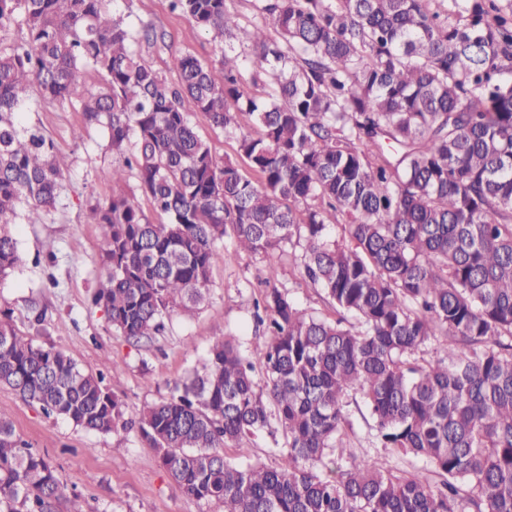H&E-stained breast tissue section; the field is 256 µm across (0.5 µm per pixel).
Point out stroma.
Here are the masks:
<instances>
[{"label":"stroma","mask_w":512,"mask_h":512,"mask_svg":"<svg viewBox=\"0 0 512 512\" xmlns=\"http://www.w3.org/2000/svg\"><path fill=\"white\" fill-rule=\"evenodd\" d=\"M259 0H225L237 14L241 34L231 41L214 38L189 16L172 11L170 0H111L110 9L134 28L150 25L166 34L164 42L142 48L144 61L170 83H177L174 61L189 53L219 66L225 49H242L247 31L261 23ZM21 123L40 128L68 159L56 206L43 222L18 223L11 230L21 262L0 280V319L34 343L64 352L81 367L113 385L125 419L147 404L168 396L175 383L201 367L212 345L236 338L250 347L255 331L253 303L266 288L265 263L235 253L231 239L218 241L222 261L212 268L207 301L193 313L175 309L165 319L163 335L135 342L117 334L92 294L102 272L98 225L89 223L90 208L113 190L102 173L117 161L101 127L85 125L78 107L37 102L23 112ZM55 261H48L46 243ZM278 287L302 308L332 316L333 311L302 279L294 251H276ZM42 323H34L37 312ZM0 415L16 434L55 468L68 492L78 493L84 512H221L220 505L187 496L163 469L156 451L136 433L99 434L46 415L38 405L0 387ZM346 428L353 450L375 462L415 472L429 482L439 476L423 459L395 458L378 448L373 422L365 410L350 407Z\"/></svg>","instance_id":"stroma-1"}]
</instances>
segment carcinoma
Instances as JSON below:
<instances>
[{
    "label": "carcinoma",
    "mask_w": 512,
    "mask_h": 512,
    "mask_svg": "<svg viewBox=\"0 0 512 512\" xmlns=\"http://www.w3.org/2000/svg\"><path fill=\"white\" fill-rule=\"evenodd\" d=\"M109 2L0 0V31H26L0 39V278L20 262L8 225L20 209L42 222L67 167L20 123L35 89L78 104L119 156L104 171L112 196L90 210L106 270L92 302L117 333L161 335L170 310L201 305L225 237L262 259L303 241L297 266L336 319L271 286L248 350L216 343L130 423L102 377L0 321V385L87 431H136L187 495L224 512H512V3L453 0L451 20L426 0H262L276 38L254 27L218 70L182 55L171 85L134 48L157 34H134ZM171 5L218 36L239 29L225 0ZM186 99L238 133L250 173L216 161ZM243 113L260 136L240 131ZM129 175L165 222L121 189ZM356 395L379 447L431 461L438 484L351 450ZM261 431L281 463L225 458ZM69 498L0 416V512Z\"/></svg>",
    "instance_id": "cac0c4a2"
}]
</instances>
